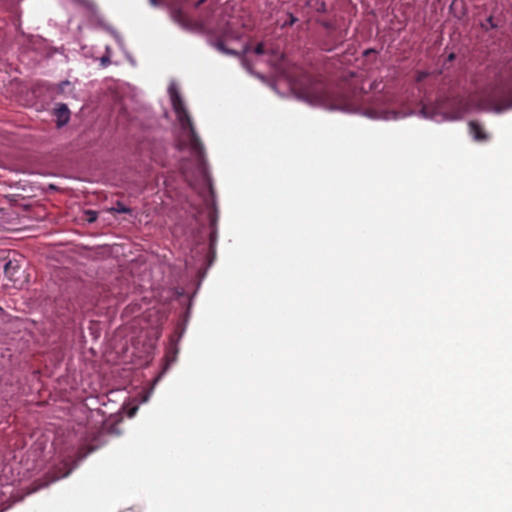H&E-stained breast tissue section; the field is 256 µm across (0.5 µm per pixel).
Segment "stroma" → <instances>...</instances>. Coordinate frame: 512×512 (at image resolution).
Instances as JSON below:
<instances>
[{
	"mask_svg": "<svg viewBox=\"0 0 512 512\" xmlns=\"http://www.w3.org/2000/svg\"><path fill=\"white\" fill-rule=\"evenodd\" d=\"M31 0H0V334L33 332L0 365V512H30L124 441L181 373L227 243L226 190L186 77L157 86L103 0H58L86 57L19 88L22 60L72 54L66 36L11 37ZM175 38L269 101L309 117L454 131L491 147L512 122V0H141ZM481 94L482 106L468 99ZM124 109L100 129L96 95ZM161 355L122 354L132 315ZM72 417L43 447L59 410Z\"/></svg>",
	"mask_w": 512,
	"mask_h": 512,
	"instance_id": "35a3bbf8",
	"label": "stroma"
}]
</instances>
